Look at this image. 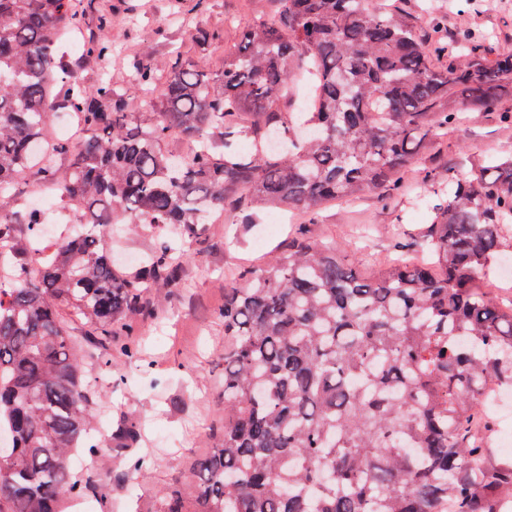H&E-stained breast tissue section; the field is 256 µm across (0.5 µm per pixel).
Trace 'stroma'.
Listing matches in <instances>:
<instances>
[{"label": "stroma", "instance_id": "obj_1", "mask_svg": "<svg viewBox=\"0 0 512 512\" xmlns=\"http://www.w3.org/2000/svg\"><path fill=\"white\" fill-rule=\"evenodd\" d=\"M93 0L85 35L99 29L100 15L112 18L115 49L102 60L85 58L79 47L64 43L60 53L67 67L79 70L87 84L109 76L123 86L134 57L150 54L159 75L181 62H195L211 74L223 67L224 52L237 44L243 25L270 17L277 0ZM440 8L449 33L473 29L496 47L512 50V0H477L474 10L457 12L451 0H408L420 14L427 3ZM490 154L512 155V126L496 116L467 111L465 119L443 139H432L423 160L402 181L396 203L388 205L368 193L347 202H333L312 219L288 215L272 223L274 208H226L221 220L206 224L201 235L186 240L191 255L181 270V287L160 286L151 295L159 301L154 315L139 319L134 336L115 337V344L134 346L133 359L106 376L92 404L97 424L116 429L122 421L140 429L137 444L120 450L109 442L97 456L78 450L79 474L97 468L111 478L107 495L91 494L82 504L66 499L62 512H157V491L175 486L191 496V459L211 453L224 430V289L249 267L275 262L296 231L315 241L336 240L350 246L368 273L390 261L417 258L416 249L397 250L396 242L423 228L425 216L410 201L430 171L457 179L472 178ZM160 230H116L112 259L126 272L138 257L156 249ZM147 461L149 477L135 483L127 472L137 457Z\"/></svg>", "mask_w": 512, "mask_h": 512}]
</instances>
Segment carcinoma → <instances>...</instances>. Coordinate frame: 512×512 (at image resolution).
<instances>
[{
  "label": "carcinoma",
  "mask_w": 512,
  "mask_h": 512,
  "mask_svg": "<svg viewBox=\"0 0 512 512\" xmlns=\"http://www.w3.org/2000/svg\"><path fill=\"white\" fill-rule=\"evenodd\" d=\"M274 17L243 28L217 78L177 65L161 107L127 112L128 92L153 91L152 60L130 68L124 89L85 83L64 67L59 40L78 30L92 0H0V512H57L85 496L70 467L89 435L94 388L85 365L120 364L80 351L62 312L102 340L131 336L145 294L175 283L195 237L217 211L277 205L316 216L368 192L393 198L429 136H445L460 109L501 111L512 96V51L483 37L422 44L442 29L385 0H277ZM110 26L83 54L112 55ZM453 55L446 66L432 56ZM60 109L86 133L51 142ZM190 157L163 148L173 132ZM52 155L73 157L57 175ZM38 165L40 184L74 206L80 234L59 238L41 263L17 262L18 226L35 239L38 213L4 191ZM429 220L398 260L362 275L346 246L298 238L271 266H255L224 292V435L189 472L187 506L171 489L158 512H502L512 464L490 462L485 407L512 386V304L480 287L512 230V157L468 181L429 173L414 196ZM114 224L162 227L168 238L124 274L106 247Z\"/></svg>",
  "instance_id": "cac0c4a2"
}]
</instances>
